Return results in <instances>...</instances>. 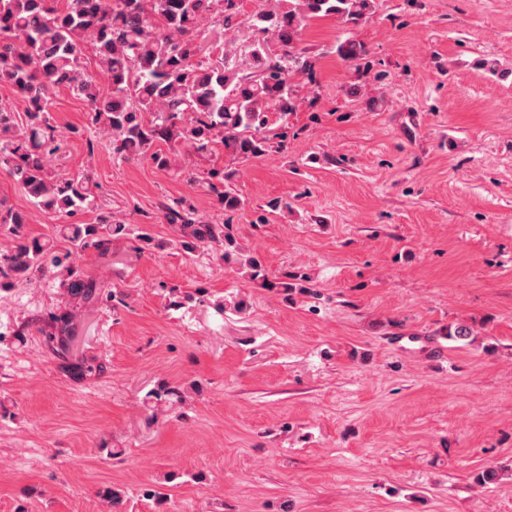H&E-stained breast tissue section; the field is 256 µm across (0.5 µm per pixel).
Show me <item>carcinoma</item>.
<instances>
[{"label":"carcinoma","mask_w":512,"mask_h":512,"mask_svg":"<svg viewBox=\"0 0 512 512\" xmlns=\"http://www.w3.org/2000/svg\"><path fill=\"white\" fill-rule=\"evenodd\" d=\"M242 17L236 0H0V83L25 100L24 132L15 113L0 104V168L49 214L77 216L92 207L89 176L53 174L46 159L58 150L48 112L49 91L71 89L87 103L88 121L107 126L112 153L170 165L162 143H177L201 155L224 149L248 159L285 148L287 122L296 111L300 77L312 78L313 60L297 50L311 20L336 18L357 27L375 0H275ZM212 37L201 34L204 21ZM91 47L110 88L84 71ZM344 61L366 54L363 43L347 39L336 47ZM234 173L212 168L203 180L226 210L241 200ZM168 224L191 229L198 241L232 244L212 224H198L188 197L162 204ZM25 217L0 206V226L18 231ZM127 231L108 219L73 225L75 248L108 252L112 236ZM11 272H45L43 246L23 240L0 259Z\"/></svg>","instance_id":"carcinoma-1"}]
</instances>
